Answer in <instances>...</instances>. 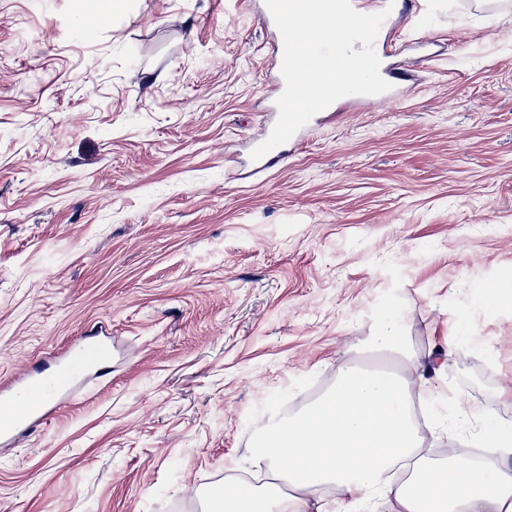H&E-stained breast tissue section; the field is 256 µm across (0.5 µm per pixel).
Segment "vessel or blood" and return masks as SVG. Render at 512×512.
Returning a JSON list of instances; mask_svg holds the SVG:
<instances>
[{"instance_id":"b4317fda","label":"vessel or blood","mask_w":512,"mask_h":512,"mask_svg":"<svg viewBox=\"0 0 512 512\" xmlns=\"http://www.w3.org/2000/svg\"><path fill=\"white\" fill-rule=\"evenodd\" d=\"M353 8L364 14L386 12L374 43V50L381 58L380 73L390 83L384 92L387 101L402 100L411 89L410 64L401 60L385 64L384 59L394 40L399 36L398 24L408 17L416 0H351ZM112 357V346L107 337L93 334L81 337L52 357L54 366L70 369L67 382L48 381L43 371L35 370L13 376L8 383L0 384V438L9 440L41 426L52 416L55 404L63 400L80 385L85 376L95 371Z\"/></svg>"}]
</instances>
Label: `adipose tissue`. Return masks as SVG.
Instances as JSON below:
<instances>
[{
	"label": "adipose tissue",
	"mask_w": 512,
	"mask_h": 512,
	"mask_svg": "<svg viewBox=\"0 0 512 512\" xmlns=\"http://www.w3.org/2000/svg\"><path fill=\"white\" fill-rule=\"evenodd\" d=\"M402 323L401 312H387L369 338L368 351L386 366L341 369L306 409L260 421L248 465L269 482L250 493L257 512H324V487L339 492L347 512H365L377 498L385 512H512L511 421L454 399L453 420L483 456L453 447L440 459L424 454L413 400L433 387Z\"/></svg>",
	"instance_id": "ef3b65f1"
}]
</instances>
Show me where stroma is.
Instances as JSON below:
<instances>
[{
    "label": "stroma",
    "mask_w": 512,
    "mask_h": 512,
    "mask_svg": "<svg viewBox=\"0 0 512 512\" xmlns=\"http://www.w3.org/2000/svg\"><path fill=\"white\" fill-rule=\"evenodd\" d=\"M399 102L262 171L275 70L245 0H0V377L97 327L108 369L0 444V512L219 508L398 307L437 384L512 386V0H424ZM456 344H449V330Z\"/></svg>",
    "instance_id": "35a3bbf8"
}]
</instances>
